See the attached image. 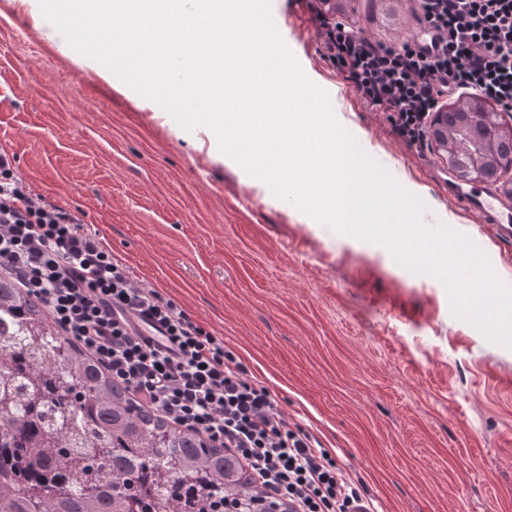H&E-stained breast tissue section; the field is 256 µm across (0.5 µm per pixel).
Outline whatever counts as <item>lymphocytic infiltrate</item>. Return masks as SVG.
<instances>
[{
	"label": "lymphocytic infiltrate",
	"mask_w": 512,
	"mask_h": 512,
	"mask_svg": "<svg viewBox=\"0 0 512 512\" xmlns=\"http://www.w3.org/2000/svg\"><path fill=\"white\" fill-rule=\"evenodd\" d=\"M418 8L432 32L425 45L413 38L377 46L342 21L322 20L337 73L411 147H423L432 112L454 91L512 112V0H418ZM0 271L39 299L137 404L235 454L263 499L286 512H373L364 485L312 435L290 427L223 340L139 285L75 215L32 193L2 150ZM129 313L149 320L167 345L129 328Z\"/></svg>",
	"instance_id": "1"
}]
</instances>
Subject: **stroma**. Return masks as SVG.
<instances>
[{"instance_id":"1","label":"stroma","mask_w":512,"mask_h":512,"mask_svg":"<svg viewBox=\"0 0 512 512\" xmlns=\"http://www.w3.org/2000/svg\"><path fill=\"white\" fill-rule=\"evenodd\" d=\"M276 28L362 150L512 285V245L448 196L434 143L408 147L337 74L319 15L396 47L414 0H271ZM154 100L76 51L39 0H0V149L34 193L99 233L137 281L223 339L289 424L361 481L375 512H512V343L382 245L273 195Z\"/></svg>"}]
</instances>
